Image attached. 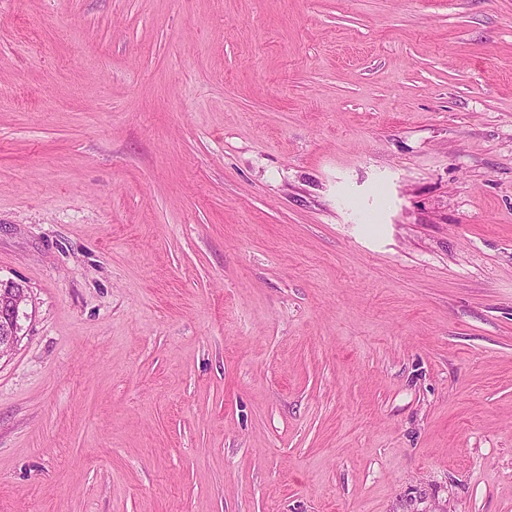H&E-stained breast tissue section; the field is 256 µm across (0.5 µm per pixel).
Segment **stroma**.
I'll return each instance as SVG.
<instances>
[{"label": "stroma", "mask_w": 512, "mask_h": 512, "mask_svg": "<svg viewBox=\"0 0 512 512\" xmlns=\"http://www.w3.org/2000/svg\"><path fill=\"white\" fill-rule=\"evenodd\" d=\"M0 512H512V0H0ZM13 282L0 280L1 293L4 292V288H13L9 300L0 306V355L15 346L14 323L18 315L25 314L24 309L28 300L27 288L15 286Z\"/></svg>", "instance_id": "stroma-1"}]
</instances>
